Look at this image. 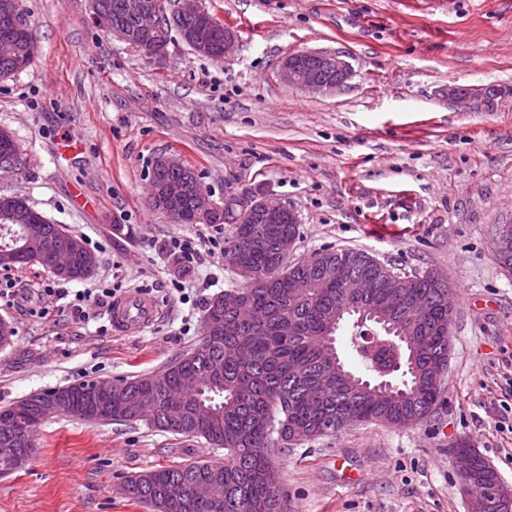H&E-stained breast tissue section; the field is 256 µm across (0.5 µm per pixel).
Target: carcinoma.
I'll list each match as a JSON object with an SVG mask.
<instances>
[{"label": "carcinoma", "mask_w": 512, "mask_h": 512, "mask_svg": "<svg viewBox=\"0 0 512 512\" xmlns=\"http://www.w3.org/2000/svg\"><path fill=\"white\" fill-rule=\"evenodd\" d=\"M103 11L112 20L133 30L138 19L123 12L125 0H100ZM194 28V21L172 12L162 20L159 40L170 42L171 32L184 36ZM36 44L33 38L15 41V51L0 55V77L19 70V61L32 60ZM161 180L189 179L193 192L181 202L188 224H213L215 220L197 212L196 192L200 176L185 163L157 172ZM222 223L232 226L227 248L236 245L240 227L239 213L224 209ZM59 224H47L44 238L24 243L19 224H6L0 219V268L10 269L31 263L45 246H63L68 232H60ZM251 234L256 241L245 256V270L234 271L242 281L248 272L261 270L268 283L249 289V303L263 311L264 319L252 324L229 302L238 289L224 291L226 303L221 307L224 331L207 339L202 347L182 355L177 361L142 377L121 382L125 394L112 397V414L104 421H138L143 407L139 399L150 396V422L164 431L185 437L203 438L216 448L224 449V466L207 461L188 462L159 467L131 477L147 482L141 491L127 497L147 505L153 512H273L276 497L283 495L267 472L274 467L270 455L276 428L284 429V443L310 440L336 432L345 417L359 413L366 422L381 420L392 424L412 415L430 414L441 402L444 389L436 385L437 370L448 365V290L438 287L428 272L415 275L406 288L394 287L386 270L362 261L364 252L338 249L331 258L313 256L282 268L284 258L280 239L296 240V224H253ZM363 275L375 283L368 304L382 297H414L431 302L421 315L409 310L405 319L393 327L392 335L404 338L402 365L395 370L400 383L395 387L366 393V378L341 368L326 382L325 365L339 359L336 332L328 333L320 321L322 312L346 303L332 271ZM283 321L292 323L284 336L279 331ZM326 382L322 394L309 398L310 387ZM40 399L28 397L0 409V444L20 425H33L51 417L38 408L32 416H17L15 411ZM172 478L193 481L208 478L220 485L221 495L208 501H169L159 508L162 490Z\"/></svg>", "instance_id": "1"}]
</instances>
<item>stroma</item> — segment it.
I'll list each match as a JSON object with an SVG mask.
<instances>
[{
	"label": "stroma",
	"mask_w": 512,
	"mask_h": 512,
	"mask_svg": "<svg viewBox=\"0 0 512 512\" xmlns=\"http://www.w3.org/2000/svg\"><path fill=\"white\" fill-rule=\"evenodd\" d=\"M237 35L215 62L179 36L156 65L95 27L90 0H22L37 51L0 78V129L23 164L0 172L81 236L98 258L84 280L39 264L0 269L12 345L0 348V407L93 379L143 376L200 347L209 302L240 287L224 263L228 225L174 224L148 203L160 154L193 166L213 198L264 186L291 206L301 259L353 248L452 287L444 402L409 427L361 423L272 448L288 512H469L452 450L468 441L512 487V273L495 250L512 224V0H198ZM343 56L332 94L290 85L283 60ZM495 86L493 112L442 88ZM176 238L199 241L178 261ZM150 292L144 331L113 332L110 304L73 306L84 289ZM224 451L145 420L48 419L27 465L0 475V512H149L121 487L136 473Z\"/></svg>",
	"instance_id": "stroma-1"
}]
</instances>
